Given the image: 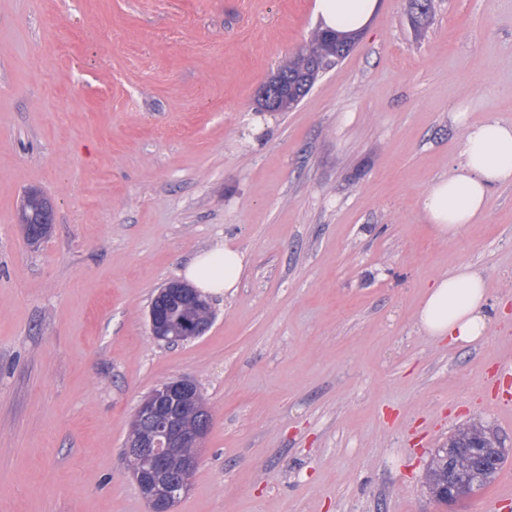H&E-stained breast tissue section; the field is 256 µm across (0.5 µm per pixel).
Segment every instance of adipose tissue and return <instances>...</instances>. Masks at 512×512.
Masks as SVG:
<instances>
[{"mask_svg": "<svg viewBox=\"0 0 512 512\" xmlns=\"http://www.w3.org/2000/svg\"><path fill=\"white\" fill-rule=\"evenodd\" d=\"M378 0H315V12L325 27L355 32L369 22ZM512 183V125L490 119L467 126L463 160L424 193L422 210L442 236L457 234L483 212L495 187ZM244 269L239 250L220 245L201 251L182 271L198 290L223 294L236 288ZM492 317L483 276L461 265L438 275L418 313L420 331L449 345H469L482 339Z\"/></svg>", "mask_w": 512, "mask_h": 512, "instance_id": "adipose-tissue-1", "label": "adipose tissue"}]
</instances>
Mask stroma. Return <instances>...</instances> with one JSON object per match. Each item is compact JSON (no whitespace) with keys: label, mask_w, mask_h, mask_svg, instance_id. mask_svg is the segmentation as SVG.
I'll list each match as a JSON object with an SVG mask.
<instances>
[{"label":"stroma","mask_w":512,"mask_h":512,"mask_svg":"<svg viewBox=\"0 0 512 512\" xmlns=\"http://www.w3.org/2000/svg\"><path fill=\"white\" fill-rule=\"evenodd\" d=\"M314 0H0V512H148L124 456L140 400L192 379L210 410L174 512H484L512 457L451 504L422 477L459 427L512 449L490 390L512 358V184L453 236L423 193L467 122L512 123V0H379L294 109L258 91ZM54 208L29 244L25 192ZM247 257L170 345L157 290L200 250ZM480 270L488 334L424 336L430 282Z\"/></svg>","instance_id":"1"}]
</instances>
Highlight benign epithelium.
Returning <instances> with one entry per match:
<instances>
[{"mask_svg": "<svg viewBox=\"0 0 512 512\" xmlns=\"http://www.w3.org/2000/svg\"><path fill=\"white\" fill-rule=\"evenodd\" d=\"M288 96V80L277 78L266 83L258 92L261 110L274 109ZM197 307L201 305L198 291L184 283L172 280L165 284L149 310V330L153 338L169 343L188 341L203 335L211 321H182L180 333L169 334L171 326L165 310L171 303ZM179 404V410H190L196 416L194 424H185L181 416L170 411L169 405ZM133 422L147 425L149 430L134 434L125 444V453L140 460L143 467L132 472L139 492L149 512H172L178 499L189 487L171 474L170 463L177 459L185 471L197 469L200 449L209 431L210 412L203 402L197 385L181 377L166 381L156 387L137 405Z\"/></svg>", "mask_w": 512, "mask_h": 512, "instance_id": "1", "label": "benign epithelium"}]
</instances>
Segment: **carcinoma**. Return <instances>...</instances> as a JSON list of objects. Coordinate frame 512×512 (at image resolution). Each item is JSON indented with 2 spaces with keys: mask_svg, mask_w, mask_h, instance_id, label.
<instances>
[{
  "mask_svg": "<svg viewBox=\"0 0 512 512\" xmlns=\"http://www.w3.org/2000/svg\"><path fill=\"white\" fill-rule=\"evenodd\" d=\"M345 56L346 52L338 42L330 39L328 32L318 29L309 43L288 58L277 73L294 82L310 71L311 60L319 61L320 72L323 73L335 67ZM209 315V309L199 307L171 309L168 312L169 319L176 322L184 318L205 321ZM508 456V449L502 446L496 432L490 427L482 423L474 427L463 426L432 455L425 473V487L433 498L443 503L448 502V498L440 494V488L456 474L479 484L482 490L493 481Z\"/></svg>",
  "mask_w": 512,
  "mask_h": 512,
  "instance_id": "carcinoma-1",
  "label": "carcinoma"
}]
</instances>
